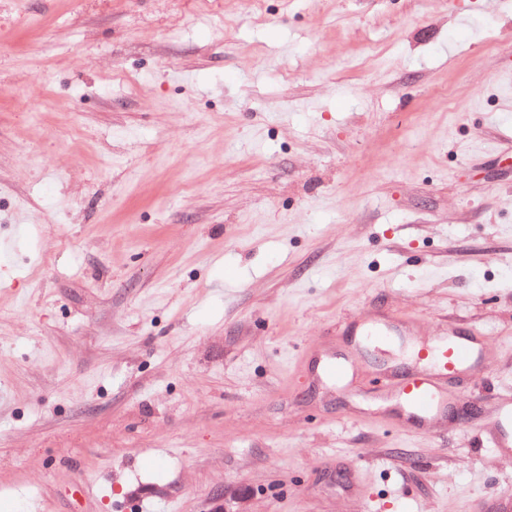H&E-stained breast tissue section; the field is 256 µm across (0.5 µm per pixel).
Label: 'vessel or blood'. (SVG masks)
<instances>
[{
	"label": "vessel or blood",
	"mask_w": 512,
	"mask_h": 512,
	"mask_svg": "<svg viewBox=\"0 0 512 512\" xmlns=\"http://www.w3.org/2000/svg\"><path fill=\"white\" fill-rule=\"evenodd\" d=\"M483 358L480 337L463 338L449 333L433 348L430 369L395 381L393 389L415 415L423 421H433L453 404L442 386L443 381L464 373H477ZM490 428L492 448L499 455L512 457V397L501 399Z\"/></svg>",
	"instance_id": "vessel-or-blood-1"
}]
</instances>
